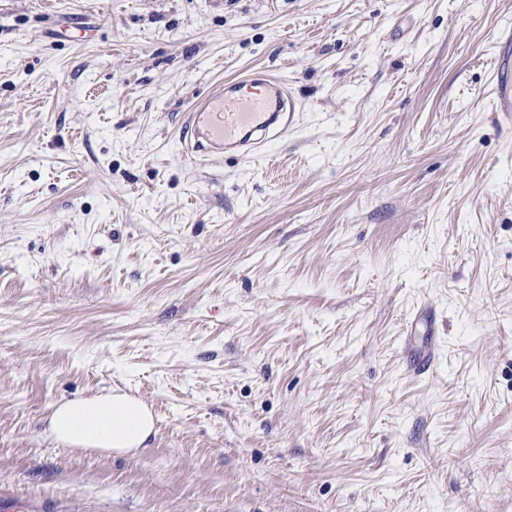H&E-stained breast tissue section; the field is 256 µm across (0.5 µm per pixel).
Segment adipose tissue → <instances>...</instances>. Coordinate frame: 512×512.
I'll return each instance as SVG.
<instances>
[{"label":"adipose tissue","instance_id":"adipose-tissue-1","mask_svg":"<svg viewBox=\"0 0 512 512\" xmlns=\"http://www.w3.org/2000/svg\"><path fill=\"white\" fill-rule=\"evenodd\" d=\"M154 432L148 406L124 394L58 402L49 421V434L55 442L105 455L134 453Z\"/></svg>","mask_w":512,"mask_h":512}]
</instances>
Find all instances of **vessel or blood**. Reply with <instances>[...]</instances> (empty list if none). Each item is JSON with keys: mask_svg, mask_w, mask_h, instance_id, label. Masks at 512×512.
<instances>
[{"mask_svg": "<svg viewBox=\"0 0 512 512\" xmlns=\"http://www.w3.org/2000/svg\"><path fill=\"white\" fill-rule=\"evenodd\" d=\"M498 62L494 72L495 108L512 113V30L502 33L498 42ZM295 102L278 78L264 72L251 74L244 81L215 87L191 108L180 130L179 141L185 153L198 161L232 152L243 158L263 155L273 137L280 134L288 117L294 116ZM433 344L419 350L407 365L410 373L421 376L434 366ZM0 512H67L57 502L26 499L13 491L0 489Z\"/></svg>", "mask_w": 512, "mask_h": 512, "instance_id": "b4317fda", "label": "vessel or blood"}]
</instances>
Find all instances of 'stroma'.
Masks as SVG:
<instances>
[{
	"mask_svg": "<svg viewBox=\"0 0 512 512\" xmlns=\"http://www.w3.org/2000/svg\"><path fill=\"white\" fill-rule=\"evenodd\" d=\"M512 0H0V487L72 512H512ZM287 81L194 162L216 84ZM435 363L408 372L410 347ZM148 405L135 455L53 405ZM498 62L494 72L495 108L497 112L512 113V78L509 79L511 65L512 75V30L504 31L498 41ZM243 86L257 95L241 94ZM253 86L262 91H254ZM295 111L294 99L281 79L255 72L220 84L198 100L180 130L179 142L187 156L201 162L224 152L257 158L285 129L287 116L288 126L292 123ZM435 348L432 343L419 350L414 357L409 360L407 369L410 373L421 376L430 372L434 366ZM154 432L148 406L124 394L58 402L49 421V434L55 442L105 455L131 454L145 448Z\"/></svg>",
	"mask_w": 512,
	"mask_h": 512,
	"instance_id": "1",
	"label": "stroma"
}]
</instances>
